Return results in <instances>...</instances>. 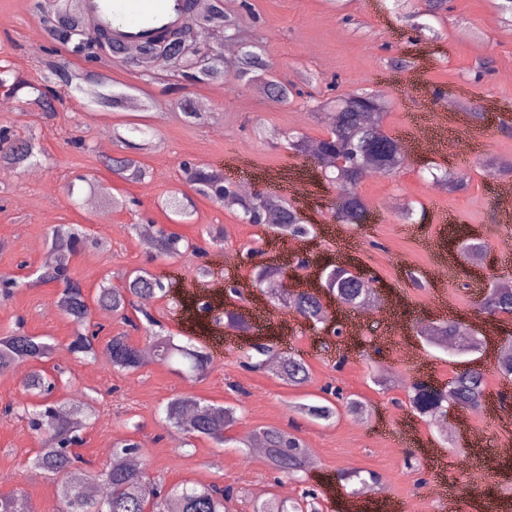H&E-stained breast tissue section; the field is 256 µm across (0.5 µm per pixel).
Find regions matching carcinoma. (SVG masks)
Wrapping results in <instances>:
<instances>
[{"label":"carcinoma","mask_w":512,"mask_h":512,"mask_svg":"<svg viewBox=\"0 0 512 512\" xmlns=\"http://www.w3.org/2000/svg\"><path fill=\"white\" fill-rule=\"evenodd\" d=\"M79 18L78 14L62 18L53 14L43 17V22L57 44L82 58H89L94 56L92 46L79 42L75 30ZM178 40L193 47L194 52L184 56L178 67L166 71L171 80L169 91L181 90L182 79L205 82L227 76L223 63L212 66L204 73L194 67L195 53L209 49L202 24H190L181 31ZM232 66L233 77L238 82L248 85L261 81L275 102L288 103L292 94L291 86L277 77L262 46H245ZM1 78L13 84V92H22L31 97L43 112L55 111V102L58 101L56 87L70 86L75 80L78 81V84H73L75 88L99 106L116 109L122 107L128 99L127 94L108 89V84L99 80L93 72L86 70L78 73L55 63L47 66V75L40 84H33L10 69L0 70ZM318 108L330 110L326 135L319 138L303 134L291 135L288 137V147L321 163L325 175L342 187L332 207V217L336 223L360 226L366 223L368 206L356 191V186L367 172L386 170L385 159L368 149V144L376 139L389 138L382 126L384 114L389 108L388 102L371 92L357 90L323 102ZM113 137L128 152L108 159L106 166L127 182L142 181L146 170L136 153L138 144L124 137L116 128L113 129ZM40 153L42 147L35 137L19 140L10 135L8 130L0 129V164L24 168L32 164L33 158ZM182 170L186 181L198 194L227 202L233 209L240 211L242 219L249 224H266L269 215L274 213L277 222L271 228L278 234L294 238H307L315 234V225L303 220L298 209L279 195L242 197L220 169L193 165L184 166ZM163 206L183 221L191 216L187 196L177 191L167 196ZM47 240L51 249L59 254V260L53 266L42 268L36 282H55L61 285L57 296L58 307L75 326L67 346L68 351L78 358L93 360L103 352L115 369H139L143 359L140 351L128 341V336H111L101 346L99 336L88 333L91 310L81 286L70 276L71 256L90 246L99 248L102 241L90 237L78 224L51 227ZM143 247L153 257L201 253L199 246L164 228L159 229L156 236L144 243ZM326 286L334 290L339 301L346 306L360 308L374 306L379 302V295L369 281L344 268L334 269L330 279L326 280ZM164 290L165 285L148 270L137 269L125 275L124 286L121 288H114L110 279H103L98 286L97 304L137 330L140 325L127 315L133 299H154ZM274 298L281 307L293 311L314 326L324 322V304L311 292L282 289ZM479 306L491 316L512 318V281L493 280L488 292L481 296ZM144 318L147 322L145 333L153 344L157 359L166 364L175 358L185 360L189 363L186 376L192 381L200 379L210 361L209 355L198 346L180 344L174 336L154 330L159 322L150 314H144ZM433 335L439 337L435 341L439 346L450 337L471 336L473 332L465 324L448 321L435 327ZM53 350L54 344L44 337L25 332L24 320L21 318L17 319L13 329L0 334V373L25 362L31 363L30 371L23 377L22 390L24 394L38 398V402L31 406L9 403L4 406L3 415H14L26 420L29 428L42 438L41 448L29 461V465L40 474L59 481L55 512H144L149 506L154 512H229L228 503L234 497L232 487L209 484L167 488L144 467L127 469L111 463L100 473L87 474L83 482L68 480L69 474L85 463L81 456L69 451V445L84 442V432L95 416V398L87 395L84 402L70 405L53 399L61 372L51 373L40 366L42 361L50 358ZM252 351L256 360L249 363L248 368L254 371L263 369L268 364L270 346L258 342L252 346ZM274 373L288 386L305 384L310 376L307 363L292 354L279 357ZM484 388L485 373L481 369L462 367L448 382L446 395L441 398L427 393L422 383H412L409 403L421 415L433 421L451 405L464 411L480 410ZM296 410L312 419L329 421L341 413L354 418L365 415L368 406L359 398H351L341 409L329 401L325 404H300ZM235 413L236 410L231 407L209 404L188 394H176L166 404L165 422L190 436L205 437L221 445L224 443L225 431L235 422ZM255 434L267 449L270 466L278 473L296 479L312 466L305 443L297 435L276 427H262ZM140 448L141 443L137 438L124 436L112 443V455L134 457L139 455ZM341 479L357 482L360 492H370L379 483L378 477L371 472L364 477L359 471H346ZM254 512L305 510L296 500L273 498L256 504Z\"/></svg>","instance_id":"1"}]
</instances>
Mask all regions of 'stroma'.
Instances as JSON below:
<instances>
[{"label": "stroma", "mask_w": 512, "mask_h": 512, "mask_svg": "<svg viewBox=\"0 0 512 512\" xmlns=\"http://www.w3.org/2000/svg\"><path fill=\"white\" fill-rule=\"evenodd\" d=\"M36 2L0 0V65L36 84L51 61L84 69L80 58L55 51ZM498 3L448 0L446 10L430 15L426 0H410L429 25L419 31L404 21L395 0H224L225 11L238 18L236 45L261 44L279 78L295 84L289 104L253 96L251 87L232 79L220 93L209 81L184 85L174 96L165 91L166 78L142 76L124 62L105 65L102 75L128 86L133 98L150 96L152 111L90 106L62 85L55 111L28 105L0 112V128L37 134L44 151L35 163L40 177L26 169L0 177V273L20 281L14 295L0 301V329L21 318L31 334L54 339L50 363L66 378L56 399L97 397V416L78 450L89 469L108 465L104 440L129 433L137 423L139 465L169 487L235 488L231 512H251L253 501L272 496L294 499L306 488L317 490L322 512H343L349 501L359 503L362 512H380L379 503L388 496L405 512H484L489 499L512 498V458L495 452L499 441L512 440V380L494 368L495 351L512 324L483 313L474 288L478 282L512 279V258L498 251L501 240L512 237V201L503 200L498 189L512 183V36ZM396 58L410 60V67L395 68ZM380 86L389 104L384 128L404 141L408 162L396 173H368L358 185L370 206L366 224H338L330 211L336 187L321 179L314 160L289 150L286 137L295 131L324 136L325 125L313 114L318 102L333 93ZM179 96L193 103L207 99L211 106L188 122L175 105ZM129 124L140 128L133 141L145 136L152 142L140 154L147 176L137 183L118 179L104 165L107 156L121 152L113 127ZM257 125L263 138L253 134ZM78 136L87 150L73 148ZM184 161L222 168L234 180L249 177L256 192H278L283 182L304 185L306 196L293 202L317 234L302 242V252L335 260L339 242L349 243L351 265L384 289L377 312L361 317L356 333L339 338L275 306L252 281L257 265L285 259L268 227L244 223L236 211L198 194H191L193 213L185 223L173 224L162 208L172 192L191 193L181 180ZM438 166L462 175L463 188L451 193L433 185L430 171ZM92 184L108 186L109 196L123 201L109 206L110 222H100L84 205ZM407 202L415 212L403 224L397 213ZM54 224L82 225L103 241L70 263V275L87 301H94L103 278L118 287L123 274L136 268L169 284V294L154 299L148 310L178 341L210 349L201 379L189 382L153 358L138 370L120 372L105 356L85 361L68 352L74 326L56 306L58 286L32 284ZM141 224L174 229L197 244L207 226L220 225L224 244L200 256L153 259L134 231ZM466 236L486 242L487 266L472 267L460 253L458 243ZM440 255L450 260L448 277L435 281L430 274ZM201 264L210 267L214 282H239L245 293L239 306L253 325L251 333L220 330L192 317L181 284L195 279ZM424 320L471 324L483 345L464 353L430 344L414 329ZM258 336L269 339L274 352L303 354L309 383L290 387L269 371L243 367L247 347ZM467 363L485 370L486 401L480 411H449L448 422L466 429L449 437L413 412L407 388L419 378L446 384ZM327 387L365 401L372 410L367 424L345 415L317 423L292 412L293 403L318 399ZM178 393L235 408L237 421L223 447L204 437L172 439L164 408ZM263 426L295 433L315 449V464L302 480L250 462L244 442ZM40 445L25 420L0 415V493L21 491L29 512H51L56 502L51 479L27 465ZM352 469L379 475L372 495L354 493L340 481V473ZM442 484L464 486L465 492L457 500L439 498Z\"/></svg>", "instance_id": "1"}]
</instances>
